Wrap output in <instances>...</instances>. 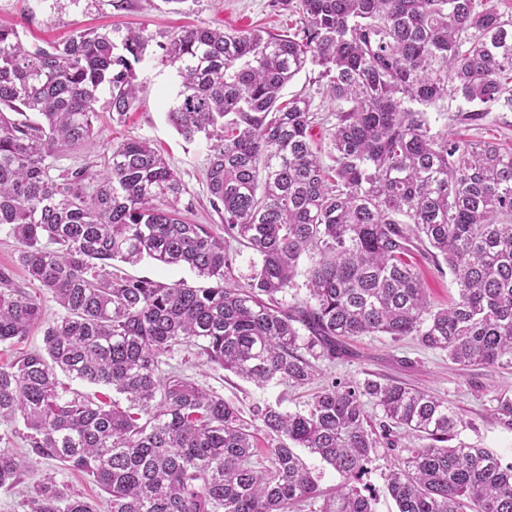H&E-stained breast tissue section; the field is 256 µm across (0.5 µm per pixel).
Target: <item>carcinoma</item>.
<instances>
[{"label": "carcinoma", "mask_w": 512, "mask_h": 512, "mask_svg": "<svg viewBox=\"0 0 512 512\" xmlns=\"http://www.w3.org/2000/svg\"><path fill=\"white\" fill-rule=\"evenodd\" d=\"M299 30L227 33L195 27L158 44L182 78L166 117L191 141H212L207 185L224 233L182 217L185 187L150 143L112 146L99 170L53 173L51 160L99 135L98 109L121 120L138 97L142 30L73 32L26 48L0 23V230L17 263L64 314L43 348L0 365V418H22L38 455L93 477L108 512H376L358 487L385 439L426 441L387 476L398 512H512V461L451 446L461 420L429 391L398 381H331L305 411L256 404L250 418L169 367L193 339L200 355L258 385L312 383L315 361L381 333L414 337L468 367H512V147L431 129L429 106L477 104L460 121L512 108V13L504 0H285ZM336 100L333 166L323 165L311 100L282 101L308 65ZM108 92L100 100L102 92ZM261 257L244 282L231 243ZM433 249L457 298L436 307L410 261ZM308 299L285 305L302 257ZM149 258L201 281L160 283L112 272ZM43 312L0 269V342L22 338ZM112 387L105 404L59 390L58 374ZM380 410L379 423L365 401ZM512 430V398L498 399ZM263 429L271 447L257 448ZM0 488L25 462L0 436ZM341 478L325 494L297 453ZM30 512H99L37 483Z\"/></svg>", "instance_id": "obj_1"}]
</instances>
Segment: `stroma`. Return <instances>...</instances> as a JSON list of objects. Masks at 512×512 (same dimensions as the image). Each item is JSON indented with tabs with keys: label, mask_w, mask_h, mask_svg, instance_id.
Here are the masks:
<instances>
[{
	"label": "stroma",
	"mask_w": 512,
	"mask_h": 512,
	"mask_svg": "<svg viewBox=\"0 0 512 512\" xmlns=\"http://www.w3.org/2000/svg\"><path fill=\"white\" fill-rule=\"evenodd\" d=\"M298 19V14L282 6L280 0H126L120 9L114 8L113 0H79L59 15L50 12L45 0H0V21L15 25L29 48L66 39L73 31L84 28L109 31L135 27L151 36L149 54L136 71L139 93L134 108L119 122L113 121L109 113H101L98 137L62 153L55 164L74 168L90 161L101 163L111 144L127 138L149 141L166 156L185 186L178 204L185 218L216 226L221 220L211 207L205 178L210 143L202 136L185 141L168 123L166 112L176 93L178 77L171 66L162 62L158 44L167 33L191 27L286 33L296 30ZM318 73V67H308L287 86L284 95L307 96L313 111L325 117V124L316 127L313 135L322 162L328 166L333 154L329 127L335 122L336 103L327 90L326 80L320 79ZM17 249L16 240L0 231V269L12 271L15 281L40 305L45 322L57 319L61 308L49 292L28 280L16 262ZM412 260L435 303L445 304L456 297L453 275L447 270L436 271L429 253H414ZM347 348L345 357L333 362L320 361L318 383L371 378L425 388L445 399L458 413L462 420L458 441L512 459V431L505 429L493 414L497 398H512V370L483 366L463 369L451 363L446 352L425 348L410 338L394 340L382 334L358 337L348 341ZM169 362L199 388L222 395L244 411L254 403L268 402L294 412L304 409L308 399L306 390L296 391L276 382L259 387L224 369L204 364L190 346L176 348ZM11 446L30 467L15 488L0 489V512H29L30 491L48 473L67 493L104 504L105 493L85 473L38 456L20 438H13ZM396 462L395 456L380 451L366 466L361 482L373 491L376 512L397 510L387 491V476Z\"/></svg>",
	"instance_id": "1"
}]
</instances>
